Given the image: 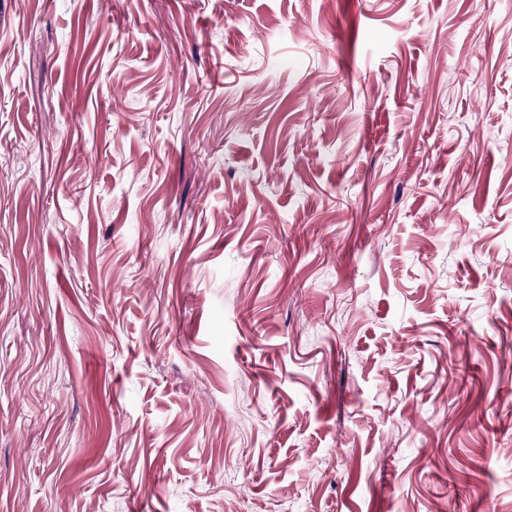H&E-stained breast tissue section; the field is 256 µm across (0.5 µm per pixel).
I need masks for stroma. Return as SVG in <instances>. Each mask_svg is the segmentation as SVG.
<instances>
[{
    "label": "stroma",
    "instance_id": "stroma-1",
    "mask_svg": "<svg viewBox=\"0 0 512 512\" xmlns=\"http://www.w3.org/2000/svg\"><path fill=\"white\" fill-rule=\"evenodd\" d=\"M0 512H512V0H0Z\"/></svg>",
    "mask_w": 512,
    "mask_h": 512
}]
</instances>
